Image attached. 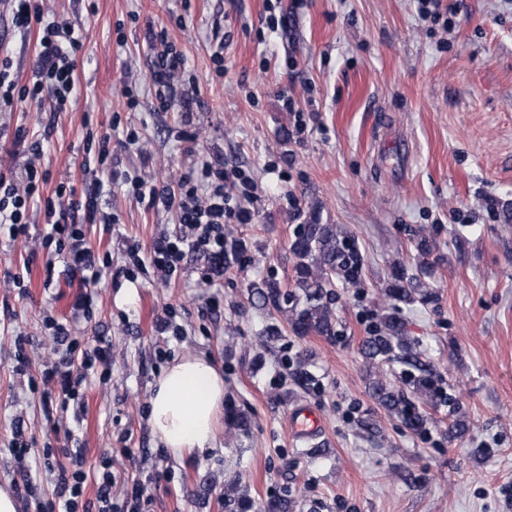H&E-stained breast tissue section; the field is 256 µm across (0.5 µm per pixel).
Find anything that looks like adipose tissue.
I'll list each match as a JSON object with an SVG mask.
<instances>
[{"label": "adipose tissue", "instance_id": "1", "mask_svg": "<svg viewBox=\"0 0 512 512\" xmlns=\"http://www.w3.org/2000/svg\"><path fill=\"white\" fill-rule=\"evenodd\" d=\"M224 403V375L206 356L174 358L154 383L149 424L174 456L211 449L216 418Z\"/></svg>", "mask_w": 512, "mask_h": 512}]
</instances>
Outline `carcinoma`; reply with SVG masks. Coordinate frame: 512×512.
I'll return each instance as SVG.
<instances>
[{"instance_id":"carcinoma-1","label":"carcinoma","mask_w":512,"mask_h":512,"mask_svg":"<svg viewBox=\"0 0 512 512\" xmlns=\"http://www.w3.org/2000/svg\"><path fill=\"white\" fill-rule=\"evenodd\" d=\"M290 251L296 258L294 290L284 292L279 283L269 281L257 292L259 301L278 308L281 299L301 296L305 306L299 310L290 309L286 318L291 329L305 336L335 335L332 313L323 302L325 288L335 277L349 282L358 278L362 268L360 251L339 225L321 224L314 217L298 225ZM392 277L394 283L385 295L400 302L412 300L413 278L407 276L405 268L394 266ZM362 351L372 365L398 363L403 366V374L412 384L410 392L395 393L379 379L372 385L373 394L385 409L410 429H423L425 418L420 407L433 399L437 388L430 364L402 336L401 322L395 317L388 318L384 330L366 337Z\"/></svg>"}]
</instances>
